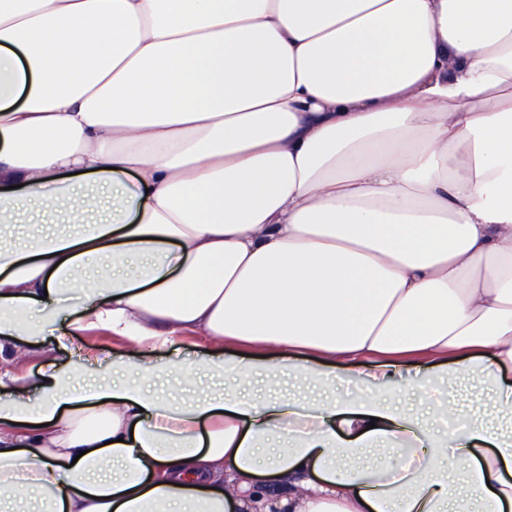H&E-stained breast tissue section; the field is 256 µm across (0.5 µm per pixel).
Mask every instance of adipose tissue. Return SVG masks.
Instances as JSON below:
<instances>
[{
    "label": "adipose tissue",
    "mask_w": 512,
    "mask_h": 512,
    "mask_svg": "<svg viewBox=\"0 0 512 512\" xmlns=\"http://www.w3.org/2000/svg\"><path fill=\"white\" fill-rule=\"evenodd\" d=\"M50 219L0 247L1 498L512 512V0H0V223ZM96 330L114 381L6 368ZM71 233L77 231L72 224H26L24 227H5L2 229L4 242H25L30 237H38L49 232Z\"/></svg>",
    "instance_id": "obj_1"
}]
</instances>
